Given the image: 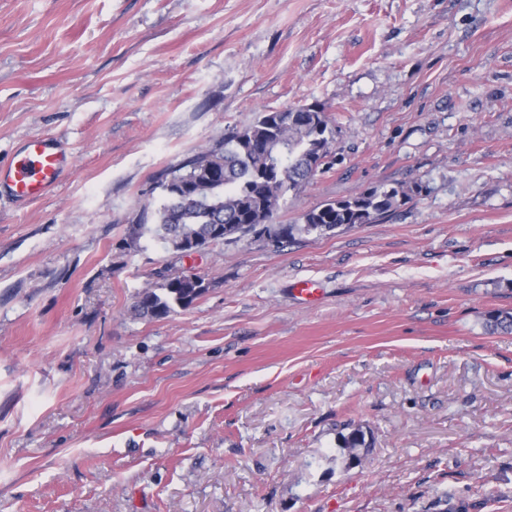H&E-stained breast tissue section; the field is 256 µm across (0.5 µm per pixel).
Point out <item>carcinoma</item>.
Masks as SVG:
<instances>
[{"label":"carcinoma","mask_w":512,"mask_h":512,"mask_svg":"<svg viewBox=\"0 0 512 512\" xmlns=\"http://www.w3.org/2000/svg\"><path fill=\"white\" fill-rule=\"evenodd\" d=\"M289 124L277 123L278 113L263 112L251 124L224 135L215 146L190 158L163 184L164 199L155 222L139 224L128 247L149 233L164 245L177 239H197L210 245L250 233L271 239L297 235L325 236L339 227L368 224L398 207L411 187L381 185L349 199L333 200L304 212L297 224L267 225L280 202L317 172L305 160L309 154L326 157L332 143L329 119L322 109L291 107ZM202 281L188 275L168 277L160 291L147 290L133 306L137 316L164 317L174 307H187L200 296ZM487 330L512 333V311L496 310L486 317ZM347 460L358 459L371 447L362 427L340 436Z\"/></svg>","instance_id":"carcinoma-1"}]
</instances>
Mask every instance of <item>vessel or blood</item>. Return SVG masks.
Returning <instances> with one entry per match:
<instances>
[{"label":"vessel or blood","mask_w":512,"mask_h":512,"mask_svg":"<svg viewBox=\"0 0 512 512\" xmlns=\"http://www.w3.org/2000/svg\"><path fill=\"white\" fill-rule=\"evenodd\" d=\"M71 164V157L53 140L27 139L17 148L10 164L0 167V189L19 202L36 200L56 186Z\"/></svg>","instance_id":"obj_1"}]
</instances>
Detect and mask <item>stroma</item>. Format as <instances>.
Wrapping results in <instances>:
<instances>
[{
  "mask_svg": "<svg viewBox=\"0 0 512 512\" xmlns=\"http://www.w3.org/2000/svg\"><path fill=\"white\" fill-rule=\"evenodd\" d=\"M296 105L331 153L275 223L420 192L123 249L188 158ZM31 137L74 167L0 199V512H512V0H0V165ZM174 274L201 295L132 315ZM366 436L367 433L362 427H353V425H351V429L347 434H341L339 446L347 450V460L350 463L358 459L359 448L371 447V441Z\"/></svg>",
  "mask_w": 512,
  "mask_h": 512,
  "instance_id": "obj_1",
  "label": "stroma"
}]
</instances>
